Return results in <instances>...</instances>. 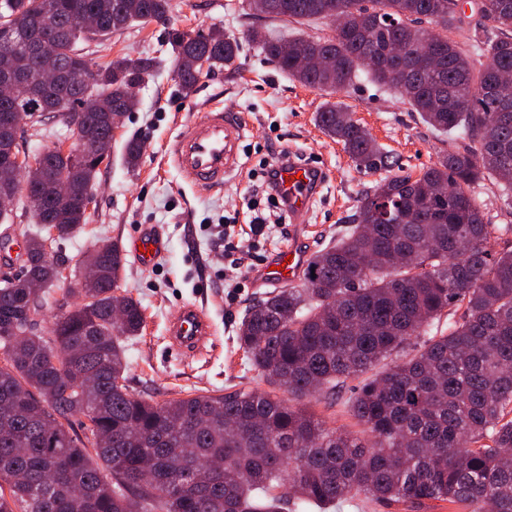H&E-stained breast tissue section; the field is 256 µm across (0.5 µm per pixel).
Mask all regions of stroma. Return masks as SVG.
<instances>
[{"instance_id":"1","label":"stroma","mask_w":512,"mask_h":512,"mask_svg":"<svg viewBox=\"0 0 512 512\" xmlns=\"http://www.w3.org/2000/svg\"><path fill=\"white\" fill-rule=\"evenodd\" d=\"M480 0H460L461 23L450 36L473 65L485 56L479 50L492 28L479 10ZM190 34L219 25L238 35L255 28L274 38L325 39L326 21L298 23L257 15L249 0H171L168 24L141 22L112 33L103 44H90L86 52L100 64L121 55L160 59L156 72L146 78L137 97L136 112L126 116L114 136L110 164L101 166L98 190L84 230L63 242L62 257L87 253L101 237L127 247L144 226L166 243L152 267L140 266L127 256L119 291L137 299L144 311L141 336L126 343L128 385L136 396L162 402L186 393H228L238 389L267 390L262 375L241 349L237 331L248 308L270 292L257 273L280 248L301 240L307 254H315L336 241L351 225L362 195L387 177V169L364 172L341 144L328 137L317 114L329 99L343 104L382 150L404 170L419 172L447 147L448 137L420 122L398 92L359 76L353 85L329 94L301 85L279 73L260 47L244 43L232 63L215 70L191 90H183L174 77L166 25ZM216 104L245 124L238 166L223 188L201 192L186 184L168 156V147L181 127L196 118L206 104ZM140 136L143 154L136 169H127L121 152L124 140ZM324 162L328 178L314 200L304 225L266 218L263 236H255L247 215V191L255 185L260 159L281 150ZM475 204L492 226L493 252L512 250V191L484 180L469 189ZM236 221L233 255H226L217 235L225 218ZM13 233L0 237V270L19 266L18 243L36 229L37 220L25 196L13 205ZM188 304L202 307L214 326L207 355L170 351L167 324ZM357 380H348L334 394L308 403L307 409L331 427L360 432L349 412Z\"/></svg>"}]
</instances>
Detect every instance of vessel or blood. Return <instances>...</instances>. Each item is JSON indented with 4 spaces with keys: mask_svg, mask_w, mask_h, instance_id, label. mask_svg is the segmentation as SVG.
Returning <instances> with one entry per match:
<instances>
[{
    "mask_svg": "<svg viewBox=\"0 0 512 512\" xmlns=\"http://www.w3.org/2000/svg\"><path fill=\"white\" fill-rule=\"evenodd\" d=\"M244 127L240 121L212 106L201 116L186 123L169 147L174 166L183 179L198 190L223 187L225 178L237 166V146ZM328 170L322 163L289 159L279 166L278 189L288 205L292 223L306 216L313 200L327 179ZM135 257L142 266L153 265L163 253L162 240L152 232L143 231L130 240ZM306 254L298 243H291L277 252L272 266L263 270V278L273 284L293 281L303 267ZM169 346L173 351H200L213 336V325L198 305L183 307L179 317L167 326Z\"/></svg>",
    "mask_w": 512,
    "mask_h": 512,
    "instance_id": "obj_1",
    "label": "vessel or blood"
}]
</instances>
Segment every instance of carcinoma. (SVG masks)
<instances>
[{
  "label": "carcinoma",
  "mask_w": 512,
  "mask_h": 512,
  "mask_svg": "<svg viewBox=\"0 0 512 512\" xmlns=\"http://www.w3.org/2000/svg\"><path fill=\"white\" fill-rule=\"evenodd\" d=\"M263 13L298 22L335 13L346 19L310 51L330 56L316 71L295 65L292 41H260L266 59L299 83L327 93L364 71L399 89L394 68L412 84L405 97L421 120L448 133V151L417 176L402 169L367 191L350 231L313 255L304 287L279 288L253 305L238 341L265 381L286 397L240 389L149 402L129 390L124 342L144 316L125 297L112 322L113 292L125 270L119 246L94 243L93 300L57 316L51 336H16L34 302V281L56 286L44 260V234L25 237L22 270L0 288V512H286L300 503L324 508L362 497L392 503L448 501L464 512H512V250L488 249L491 225L468 195L486 178L512 188V0H485L500 36L486 43L479 70L443 37L458 21L457 0H264ZM168 0H0V68L14 67L26 86L0 99V113L18 112L17 139L46 111L27 87L42 85L32 44L54 37L64 78L96 69L92 92L126 115L138 106L132 87L152 75L153 57L119 56L93 66L82 44L135 22L167 26L172 64L183 89L197 84L200 61L213 71L238 55L240 38L213 26L192 37L168 25ZM99 19L88 33L77 20ZM72 93L69 117L95 128L48 168L66 175L65 201L49 188L27 195L45 224L57 219V243L87 223L84 198L112 154V113L84 112ZM317 120L370 172L388 156L338 102ZM141 141L129 138L123 161L138 165ZM448 328H440L443 316ZM71 351L70 368L97 383L75 389L49 359L50 344ZM411 352L373 372L394 351ZM362 378L351 411L367 438L328 427L305 407L349 378ZM97 423L71 433V417ZM151 459L148 488L142 466ZM215 459L224 470L197 474ZM79 485L84 493L76 495ZM139 498L140 503L133 502Z\"/></svg>",
  "instance_id": "1"
}]
</instances>
